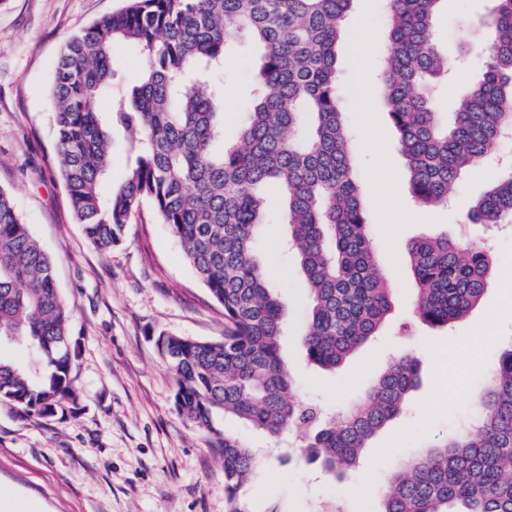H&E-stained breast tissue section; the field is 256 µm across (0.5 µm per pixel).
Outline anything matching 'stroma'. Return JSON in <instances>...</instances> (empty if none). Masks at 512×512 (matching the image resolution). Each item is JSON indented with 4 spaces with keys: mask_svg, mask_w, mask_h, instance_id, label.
<instances>
[{
    "mask_svg": "<svg viewBox=\"0 0 512 512\" xmlns=\"http://www.w3.org/2000/svg\"><path fill=\"white\" fill-rule=\"evenodd\" d=\"M121 0H0V188L54 263L55 284L71 312L78 357L71 379L75 410L52 418L23 415L0 405V512H225L224 466L214 435L228 429L265 461L246 499L250 512H363L382 496L391 472L422 442L453 431L473 408L501 342L512 339V233L496 237L491 284L481 302L446 329L415 314V283L408 243L428 232L455 235L473 201L496 169L487 165L454 185L448 207L414 202L397 134L382 104L375 71L357 59L372 52L368 33L387 31L383 0H355L337 53L352 159L371 223V235L393 288L392 311L374 341L361 347L336 374L307 364L301 350L309 316L305 282L296 256L285 251L288 226L277 189L267 192L268 222L257 253L285 312L282 355L294 385L291 400L325 409L355 399L400 353L420 366V383L408 412L383 429L358 467L343 479L324 478L301 461L271 456L275 440L214 417V431L198 428L175 409L177 382L156 345L162 333L219 341L224 315L182 256L178 239L151 208L128 224L125 239L109 250L94 247L75 224L59 171L46 90L59 50L73 34L121 8ZM490 0H443L435 17L443 50L472 57L450 79H437L439 118L448 121L463 83L474 80V52L486 41L480 20ZM260 50L240 38L224 62V95L234 111L224 115L229 136L246 117ZM380 139L369 141L366 124ZM396 179L401 220H394L379 189L382 171ZM445 370L446 380L435 374Z\"/></svg>",
    "mask_w": 512,
    "mask_h": 512,
    "instance_id": "stroma-1",
    "label": "stroma"
}]
</instances>
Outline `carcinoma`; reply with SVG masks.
Here are the masks:
<instances>
[{
	"instance_id": "1",
	"label": "carcinoma",
	"mask_w": 512,
	"mask_h": 512,
	"mask_svg": "<svg viewBox=\"0 0 512 512\" xmlns=\"http://www.w3.org/2000/svg\"><path fill=\"white\" fill-rule=\"evenodd\" d=\"M354 0H123L72 36L51 87L56 161L75 223L89 242L119 244L150 205L180 240L183 258L222 306L224 338L162 333L157 345L177 378V411L214 431L217 412L277 438L301 434L305 461L328 477L360 459L368 441L406 410L419 364L390 360L365 397L327 411L288 398L293 380L281 355L284 314L268 288L255 242L266 201L280 186L288 243L307 283L306 361L334 372L379 333L392 307L370 222L353 172L343 121L336 46ZM443 0H386L389 50L380 69L385 105L405 159L414 200L445 205L462 175L512 135V0H491L480 79L438 120L430 79L448 74L434 41ZM241 35L261 45L255 94L230 148L224 137V55ZM140 54L136 74L112 93L114 50ZM133 161L112 183L113 129ZM471 224L512 223V166L475 202ZM418 318L448 327L477 306L492 259L476 243L426 233L407 249ZM70 313L49 257L10 192L0 189V346L27 355L0 359V403L55 417L76 404ZM227 512H247L245 492L261 460L240 435L216 433ZM371 512H512V345L503 349L476 416L395 470Z\"/></svg>"
}]
</instances>
